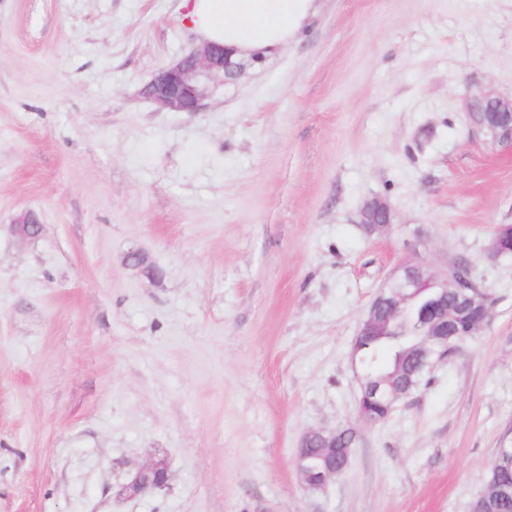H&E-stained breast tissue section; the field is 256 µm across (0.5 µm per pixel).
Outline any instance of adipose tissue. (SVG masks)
I'll return each mask as SVG.
<instances>
[{"mask_svg":"<svg viewBox=\"0 0 512 512\" xmlns=\"http://www.w3.org/2000/svg\"><path fill=\"white\" fill-rule=\"evenodd\" d=\"M315 0H183L184 18L203 40L239 56L262 58L294 40Z\"/></svg>","mask_w":512,"mask_h":512,"instance_id":"adipose-tissue-1","label":"adipose tissue"}]
</instances>
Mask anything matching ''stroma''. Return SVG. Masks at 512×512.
<instances>
[{
	"label": "stroma",
	"instance_id": "1",
	"mask_svg": "<svg viewBox=\"0 0 512 512\" xmlns=\"http://www.w3.org/2000/svg\"><path fill=\"white\" fill-rule=\"evenodd\" d=\"M199 43L181 0H0V512H470L512 448V144L464 102L512 96V0H316L203 111L142 96ZM373 197L395 218L367 236ZM461 256L489 323L363 424L374 294ZM346 427L305 489L302 436ZM157 460L166 487L120 495ZM356 438L353 434L347 435L344 439V444L349 445L350 448H344V456H345V464L342 467H336V463H324L322 465V461L319 456L322 455V450L320 444L317 440L311 439L309 440L305 448H302L301 453L305 457H307V463L310 465L321 466V468H307L300 467L297 465L298 473L300 476V480L302 485L307 490H319L322 489L329 480L336 478V476L340 475L345 471L348 467L351 449L354 447L356 443Z\"/></svg>",
	"mask_w": 512,
	"mask_h": 512
}]
</instances>
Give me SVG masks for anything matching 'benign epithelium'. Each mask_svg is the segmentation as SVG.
Masks as SVG:
<instances>
[{
  "instance_id": "obj_1",
  "label": "benign epithelium",
  "mask_w": 512,
  "mask_h": 512,
  "mask_svg": "<svg viewBox=\"0 0 512 512\" xmlns=\"http://www.w3.org/2000/svg\"><path fill=\"white\" fill-rule=\"evenodd\" d=\"M247 62L236 61L224 46L206 42L192 49L174 64L162 69L144 88V95L160 109L177 112H200L209 96V83L216 79H232L243 73ZM470 102L487 113L486 120L477 125L486 139L495 144L512 142V98H505L484 92L471 97ZM394 211L390 203L381 198L365 202L361 210V223L373 225L376 232L390 229ZM393 275L399 286L388 292L378 289L364 317L359 323L360 336H388L392 333L396 315L400 308L424 291H429L434 305L422 315L419 326L424 335L434 340V347L427 351V369L446 358L448 353H439L435 346L448 342V277H442L425 264H404ZM477 307L483 323L491 317V306L485 305L480 289H472V294L463 296V304L457 311ZM345 471L336 463H325L319 468H298L302 485L308 490H319L327 482ZM169 473L162 462H151L130 470L127 473L123 492L128 496L143 495L153 489L168 484Z\"/></svg>"
}]
</instances>
